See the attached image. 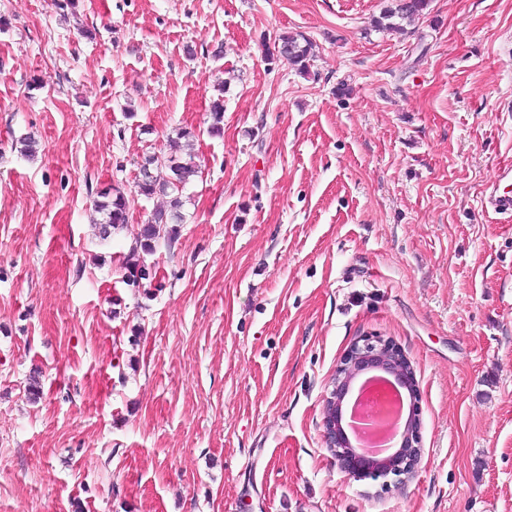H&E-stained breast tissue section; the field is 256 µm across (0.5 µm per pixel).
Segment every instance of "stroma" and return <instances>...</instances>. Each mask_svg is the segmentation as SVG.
<instances>
[{
  "instance_id": "stroma-1",
  "label": "stroma",
  "mask_w": 512,
  "mask_h": 512,
  "mask_svg": "<svg viewBox=\"0 0 512 512\" xmlns=\"http://www.w3.org/2000/svg\"><path fill=\"white\" fill-rule=\"evenodd\" d=\"M59 2L0 0V512H512V219L481 208L512 161V0L397 32L389 0ZM184 128L185 221L128 287L163 205L136 179ZM115 185L134 214L104 241ZM372 335L421 419L387 487L323 440ZM277 51L288 63L296 66L302 75H308L311 43L301 34L285 33L279 36ZM377 339L354 341L341 358L333 389L325 399L323 438L328 452L349 474L377 478L393 475L398 477L397 481L406 480L414 476L421 457L418 409H412L411 420L402 431L399 448L379 463L360 454L343 424L344 400L355 378L366 371H377L379 374L376 376L389 380L394 386L398 381L401 382L410 388L412 395L416 391L413 370L407 358L392 342Z\"/></svg>"
}]
</instances>
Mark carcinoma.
Returning <instances> with one entry per match:
<instances>
[{
  "label": "carcinoma",
  "instance_id": "carcinoma-1",
  "mask_svg": "<svg viewBox=\"0 0 512 512\" xmlns=\"http://www.w3.org/2000/svg\"><path fill=\"white\" fill-rule=\"evenodd\" d=\"M429 6V0H393L392 5L376 20V26L388 29L400 27V21L419 16ZM278 53L288 63L297 67L302 75L309 74L311 43L301 34L285 33L279 36ZM211 124L209 133L221 135L224 122V97L219 95L209 105ZM195 134L183 130L178 137L169 141V152L161 170L150 173L142 169L137 182V193L145 197L162 196L166 198V208L157 211L154 217L140 225L135 246L123 259L125 269L124 282L128 286L140 288L142 280L148 275L143 256L152 255L160 240L171 241L177 234L175 225L183 223L181 212L183 201L181 192L189 178L197 173L198 166L194 155L184 152L182 142H191ZM95 211L103 215L98 233L101 240L112 237V233L129 223L131 201L117 189H106L99 193L94 202Z\"/></svg>",
  "mask_w": 512,
  "mask_h": 512
}]
</instances>
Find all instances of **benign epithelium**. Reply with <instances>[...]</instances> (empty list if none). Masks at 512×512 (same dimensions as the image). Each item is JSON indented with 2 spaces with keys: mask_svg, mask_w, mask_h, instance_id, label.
<instances>
[{
  "mask_svg": "<svg viewBox=\"0 0 512 512\" xmlns=\"http://www.w3.org/2000/svg\"><path fill=\"white\" fill-rule=\"evenodd\" d=\"M366 371H376L393 385L400 382L410 390H415L411 365L392 342L383 339L372 341L368 338L354 341L341 358L333 389L325 399L323 438L326 449L342 469L354 476L385 478L393 475L410 479L421 457L418 409H412L411 420L402 431L399 448L379 463L360 454L343 424L344 400L355 378Z\"/></svg>",
  "mask_w": 512,
  "mask_h": 512,
  "instance_id": "7a95c632",
  "label": "benign epithelium"
}]
</instances>
